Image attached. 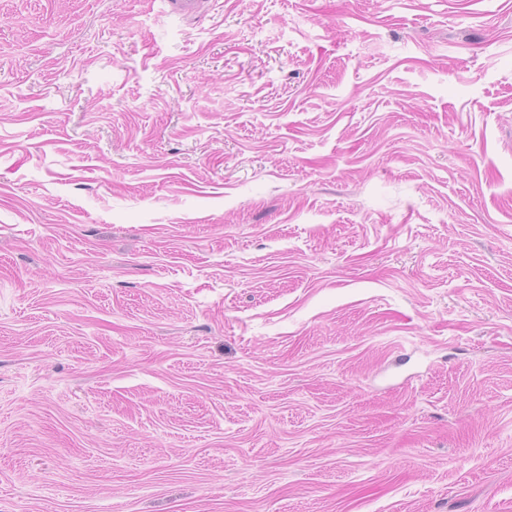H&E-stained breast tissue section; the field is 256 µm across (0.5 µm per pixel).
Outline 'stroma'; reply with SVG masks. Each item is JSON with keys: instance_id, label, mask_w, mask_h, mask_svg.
Instances as JSON below:
<instances>
[{"instance_id": "35a3bbf8", "label": "stroma", "mask_w": 512, "mask_h": 512, "mask_svg": "<svg viewBox=\"0 0 512 512\" xmlns=\"http://www.w3.org/2000/svg\"><path fill=\"white\" fill-rule=\"evenodd\" d=\"M0 512H512V0H0Z\"/></svg>"}]
</instances>
